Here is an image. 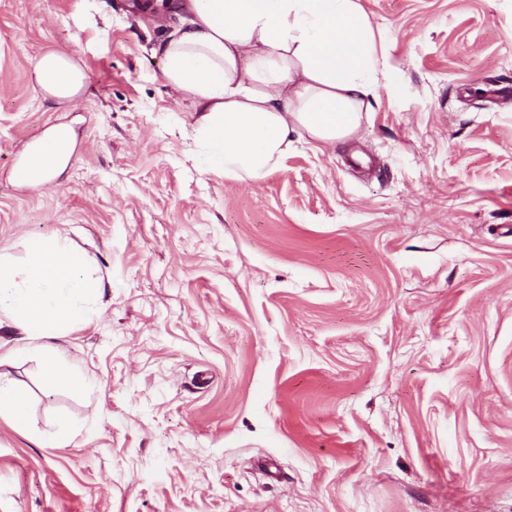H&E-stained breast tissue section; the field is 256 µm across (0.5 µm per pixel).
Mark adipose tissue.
<instances>
[{"mask_svg":"<svg viewBox=\"0 0 512 512\" xmlns=\"http://www.w3.org/2000/svg\"><path fill=\"white\" fill-rule=\"evenodd\" d=\"M181 20L158 47L167 85L190 102L202 163L258 180L304 135L331 146L356 130L378 81L374 32L357 0H178ZM37 85L70 102L83 74L66 55L49 52L35 67ZM27 259L0 258V311L25 336L5 362L40 356L49 387L78 383L72 364L45 338L85 316L103 295L88 260L65 241L35 237Z\"/></svg>","mask_w":512,"mask_h":512,"instance_id":"ef3b65f1","label":"adipose tissue"}]
</instances>
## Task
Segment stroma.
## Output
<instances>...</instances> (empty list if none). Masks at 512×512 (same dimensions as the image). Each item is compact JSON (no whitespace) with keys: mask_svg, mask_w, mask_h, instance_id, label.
<instances>
[{"mask_svg":"<svg viewBox=\"0 0 512 512\" xmlns=\"http://www.w3.org/2000/svg\"><path fill=\"white\" fill-rule=\"evenodd\" d=\"M359 4L358 128L256 181L195 163L141 0H0V257L61 238L105 283L46 341L91 388L0 365L30 391L0 512H512V0ZM58 128L64 170L19 182ZM35 80L46 94L71 103L83 85V73L68 56L48 52L35 67Z\"/></svg>","mask_w":512,"mask_h":512,"instance_id":"35a3bbf8","label":"stroma"}]
</instances>
